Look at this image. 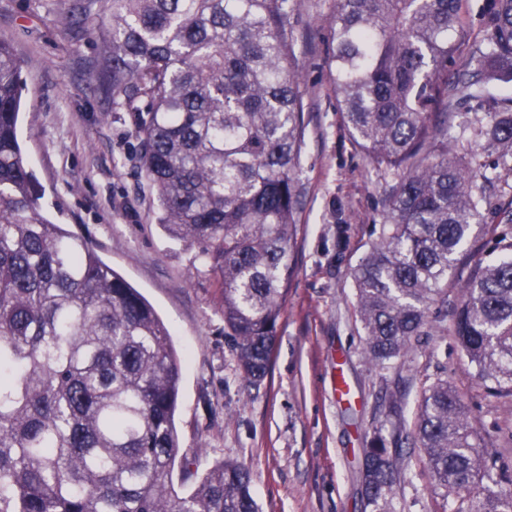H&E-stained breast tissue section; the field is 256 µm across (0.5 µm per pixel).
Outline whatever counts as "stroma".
Segmentation results:
<instances>
[{
  "instance_id": "stroma-1",
  "label": "stroma",
  "mask_w": 512,
  "mask_h": 512,
  "mask_svg": "<svg viewBox=\"0 0 512 512\" xmlns=\"http://www.w3.org/2000/svg\"><path fill=\"white\" fill-rule=\"evenodd\" d=\"M81 2L0 0V37L21 66L19 139L48 218L89 241L169 327L183 358L179 453L193 460L196 476L234 460L250 468L262 512H362L356 472L379 391L398 373L411 380L407 422L425 385L444 375L483 448L512 473V396L487 392L455 336L427 337L389 370L362 355L351 272L370 248L369 229L380 223L384 191L397 177L374 167L337 110L330 69L336 0H297L288 21L308 88L301 197L294 273L271 370L257 388L243 384L224 335L219 274L157 221L135 120L116 110L95 78L101 38L78 13ZM340 379L349 389L343 398ZM405 456L396 512H449L420 450Z\"/></svg>"
}]
</instances>
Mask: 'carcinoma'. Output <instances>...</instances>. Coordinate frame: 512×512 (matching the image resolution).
Here are the masks:
<instances>
[{
	"label": "carcinoma",
	"mask_w": 512,
	"mask_h": 512,
	"mask_svg": "<svg viewBox=\"0 0 512 512\" xmlns=\"http://www.w3.org/2000/svg\"><path fill=\"white\" fill-rule=\"evenodd\" d=\"M460 0H337L331 67L343 123L399 179L352 279L362 353L387 368L445 331L448 277L475 228L501 256L459 281L454 333L476 377L512 395V0L448 77ZM97 79L135 113L159 223L219 273L240 376L267 377L300 196L307 88L287 29L293 0H104ZM21 70L0 37V512H260L251 474L215 463L175 486L182 358L142 295L38 203L18 140ZM457 136L448 137V129ZM502 172L487 174L486 158ZM409 380L380 397L358 470L363 512H395L404 445L422 450L451 512H512V479L440 377L405 432ZM395 423L385 435L386 422Z\"/></svg>",
	"instance_id": "obj_1"
}]
</instances>
